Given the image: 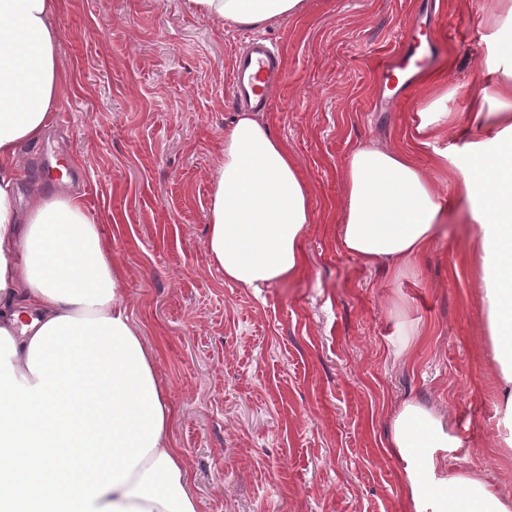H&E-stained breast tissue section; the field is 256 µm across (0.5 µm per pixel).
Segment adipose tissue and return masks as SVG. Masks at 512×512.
<instances>
[{
	"label": "adipose tissue",
	"instance_id": "1",
	"mask_svg": "<svg viewBox=\"0 0 512 512\" xmlns=\"http://www.w3.org/2000/svg\"><path fill=\"white\" fill-rule=\"evenodd\" d=\"M216 25L264 27L302 0H184ZM58 0H0V512H199L182 454L169 444L174 410L127 314L101 231L79 198L45 195L20 208L17 156L42 140L61 98ZM485 140L435 149V167L473 203V241L512 445V36L483 72ZM448 114L415 115V148L433 147ZM414 148V150H415ZM414 150L377 145L346 159L343 249L363 265L408 271L436 242L447 211ZM314 209L285 144L242 112L213 165L207 249L225 279L258 289L290 279ZM437 413L410 401L390 448L414 512H512L478 472L448 466L457 448Z\"/></svg>",
	"mask_w": 512,
	"mask_h": 512
}]
</instances>
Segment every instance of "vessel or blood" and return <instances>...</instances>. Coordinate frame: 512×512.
I'll use <instances>...</instances> for the list:
<instances>
[{
    "label": "vessel or blood",
    "mask_w": 512,
    "mask_h": 512,
    "mask_svg": "<svg viewBox=\"0 0 512 512\" xmlns=\"http://www.w3.org/2000/svg\"><path fill=\"white\" fill-rule=\"evenodd\" d=\"M416 29L406 30L395 48L382 58L379 71L388 80L397 82L404 75L422 72L425 58ZM282 76L279 56L264 36H252L232 61L229 83L238 102L257 107L266 106L270 88Z\"/></svg>",
    "instance_id": "obj_1"
}]
</instances>
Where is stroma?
I'll return each instance as SVG.
<instances>
[{
  "label": "stroma",
  "mask_w": 512,
  "mask_h": 512,
  "mask_svg": "<svg viewBox=\"0 0 512 512\" xmlns=\"http://www.w3.org/2000/svg\"><path fill=\"white\" fill-rule=\"evenodd\" d=\"M497 0H304L259 33L285 79L260 122L282 140L315 210L303 265L258 290L227 281L206 249L212 166L236 116L228 77L245 27H217L183 0H59L62 119L19 152L23 199L60 189L96 219L175 417L200 512H412L391 423L408 401L435 410L512 498V446L498 414L481 259L468 199L416 160L447 204L442 236L414 269L364 266L339 241L353 149L407 145L424 95L451 114L437 148L481 139L480 72ZM436 22L428 84L389 91L375 69L411 19ZM66 166L69 184L48 177ZM418 327L403 340L401 330Z\"/></svg>",
  "instance_id": "stroma-1"
}]
</instances>
